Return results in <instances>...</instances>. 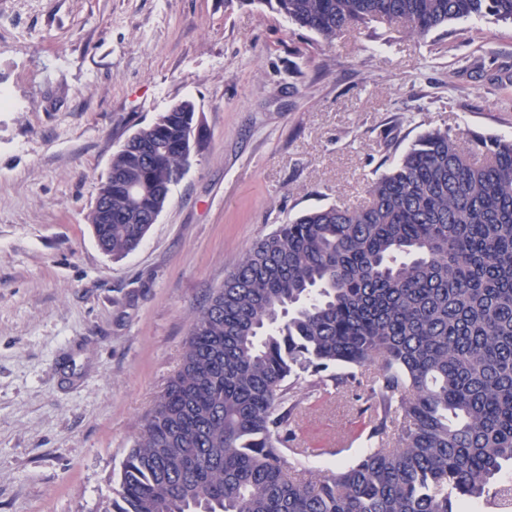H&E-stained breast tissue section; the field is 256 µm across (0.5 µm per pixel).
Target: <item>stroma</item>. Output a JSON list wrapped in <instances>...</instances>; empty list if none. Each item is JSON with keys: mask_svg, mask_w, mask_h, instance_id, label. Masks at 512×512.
I'll return each mask as SVG.
<instances>
[{"mask_svg": "<svg viewBox=\"0 0 512 512\" xmlns=\"http://www.w3.org/2000/svg\"><path fill=\"white\" fill-rule=\"evenodd\" d=\"M0 512H102L191 320L254 242L352 205L445 126L512 139V25L326 43L238 0H0ZM192 100L206 145L145 240L112 259L89 214L112 156ZM362 419L303 401L310 466Z\"/></svg>", "mask_w": 512, "mask_h": 512, "instance_id": "1", "label": "stroma"}]
</instances>
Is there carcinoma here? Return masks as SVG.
Returning <instances> with one entry per match:
<instances>
[{
  "instance_id": "1",
  "label": "carcinoma",
  "mask_w": 512,
  "mask_h": 512,
  "mask_svg": "<svg viewBox=\"0 0 512 512\" xmlns=\"http://www.w3.org/2000/svg\"><path fill=\"white\" fill-rule=\"evenodd\" d=\"M331 43L385 23L425 37L512 24V0H242ZM194 103L112 157L89 220L135 251L183 167ZM141 187L134 197L133 186ZM346 389L369 448L334 469L294 446L302 383ZM512 140L437 128L356 206L306 211L211 291L182 364L140 426L103 512H512Z\"/></svg>"
}]
</instances>
